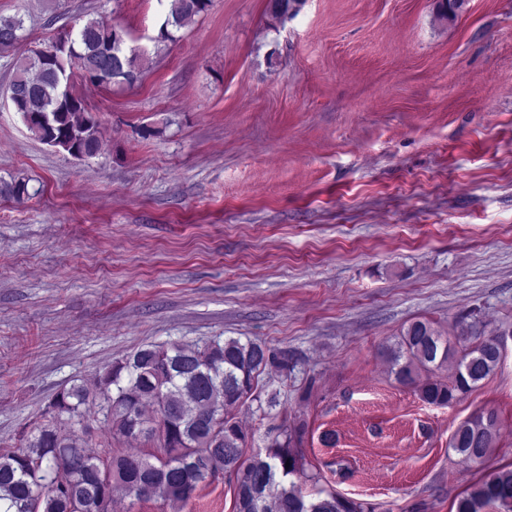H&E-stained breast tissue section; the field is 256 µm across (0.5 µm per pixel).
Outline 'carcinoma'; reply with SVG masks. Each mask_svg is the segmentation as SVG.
Wrapping results in <instances>:
<instances>
[{
    "mask_svg": "<svg viewBox=\"0 0 512 512\" xmlns=\"http://www.w3.org/2000/svg\"><path fill=\"white\" fill-rule=\"evenodd\" d=\"M167 2L155 40L206 12L212 0ZM304 0H268L275 19L298 12ZM465 0H442L437 19L455 20ZM24 21L0 18V49L26 42ZM143 54L127 45L125 33L101 18H88L59 36L24 49L8 87L27 129L70 156L88 160L102 149L99 122L75 90V82L95 87L133 85ZM0 195L22 203L30 198L29 178L0 183ZM511 330L474 320L460 327L466 343L453 383L430 377L420 398L448 406L457 395L486 379L500 364L497 336ZM448 339L428 321H415L392 350L396 379L413 384L420 371L432 373L448 362ZM288 369V356L266 343L229 337L203 346L149 345L98 374L93 385L72 384L49 403L44 420L22 435L16 450L0 451V502L6 512H110L113 491L122 487L134 500L160 499L182 512L192 491L220 474L234 477L235 512H364L361 503L328 493L306 498L288 478L304 473L303 457L291 448L294 429L283 424L265 455L246 456L248 433L237 421L247 401H261L259 376ZM93 405L111 436L156 442L157 453L86 450L84 407ZM498 436L496 416L480 413L462 421L449 447L467 459L484 458ZM512 512V470L479 483L458 499L455 512Z\"/></svg>",
    "mask_w": 512,
    "mask_h": 512,
    "instance_id": "cac0c4a2",
    "label": "carcinoma"
}]
</instances>
